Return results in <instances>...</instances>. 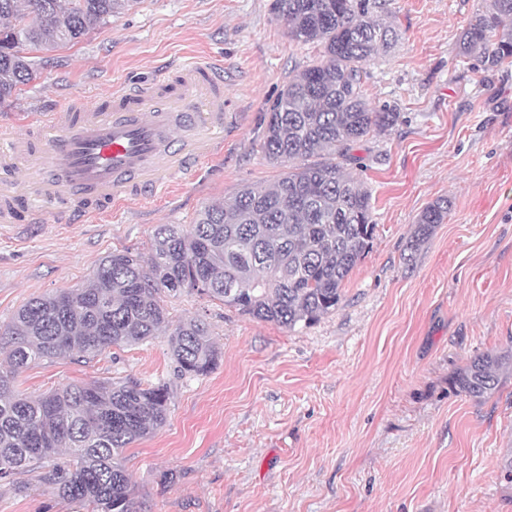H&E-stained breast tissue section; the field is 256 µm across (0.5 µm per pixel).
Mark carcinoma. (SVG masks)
<instances>
[{"mask_svg": "<svg viewBox=\"0 0 512 512\" xmlns=\"http://www.w3.org/2000/svg\"><path fill=\"white\" fill-rule=\"evenodd\" d=\"M128 0H0V106L35 80L41 62L27 51L76 43L121 12ZM271 12L298 42L321 47L318 61L289 80L267 109L260 145L285 167L269 186H246L205 207L196 223L161 224L148 256L101 260L85 286L30 299L0 334V479L43 472L86 512H134L136 488L122 453L167 421L163 385L133 381L70 384L38 396L18 393L16 372L38 361L95 357L139 344L169 326L161 293L191 288L242 315L288 329L336 310L343 285L373 239L371 195L347 171L352 146L390 129L391 108H369L359 63L389 45L392 26L377 0H273ZM465 57L490 67L512 60V0H488L460 39ZM437 200L418 215L407 249L417 250L445 221ZM183 375L206 376L220 352L202 318L168 335ZM512 353L476 356L453 378L475 399L493 394Z\"/></svg>", "mask_w": 512, "mask_h": 512, "instance_id": "cac0c4a2", "label": "carcinoma"}]
</instances>
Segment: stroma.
<instances>
[{
	"instance_id": "stroma-1",
	"label": "stroma",
	"mask_w": 512,
	"mask_h": 512,
	"mask_svg": "<svg viewBox=\"0 0 512 512\" xmlns=\"http://www.w3.org/2000/svg\"><path fill=\"white\" fill-rule=\"evenodd\" d=\"M272 0H133L80 42L43 52L40 76L0 107V127L73 97L104 105L120 84H166L182 63L223 59L240 118L221 160L171 195L134 196L92 224H0V324L30 298L79 288L106 256L149 254L160 224L282 172L260 148L263 115L318 46L289 38ZM485 0H387L396 43L362 65L370 105L399 114L354 145L372 196L371 246L336 311L288 330L185 288L162 293L171 325L201 317L221 358L182 376L166 337L41 361L17 389L131 379L166 386L165 425L123 464L135 512H512V371L491 397L452 378L477 354L512 350V65L485 69L459 39ZM449 213L416 252L419 213ZM0 512H83L40 470L0 481Z\"/></svg>"
}]
</instances>
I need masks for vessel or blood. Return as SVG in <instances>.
<instances>
[{
	"mask_svg": "<svg viewBox=\"0 0 512 512\" xmlns=\"http://www.w3.org/2000/svg\"><path fill=\"white\" fill-rule=\"evenodd\" d=\"M228 119L224 64L213 60L182 65L171 88L123 86L108 106L55 112L39 137L2 135L0 223L49 211L57 223H85L101 206L165 193L221 155Z\"/></svg>",
	"mask_w": 512,
	"mask_h": 512,
	"instance_id": "vessel-or-blood-1",
	"label": "vessel or blood"
}]
</instances>
